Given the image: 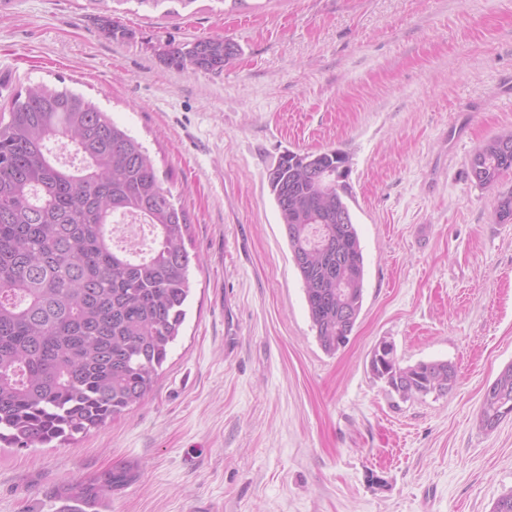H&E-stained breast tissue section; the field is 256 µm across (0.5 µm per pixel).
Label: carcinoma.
Segmentation results:
<instances>
[{
  "instance_id": "obj_1",
  "label": "carcinoma",
  "mask_w": 512,
  "mask_h": 512,
  "mask_svg": "<svg viewBox=\"0 0 512 512\" xmlns=\"http://www.w3.org/2000/svg\"><path fill=\"white\" fill-rule=\"evenodd\" d=\"M147 11L194 0H93L99 29L125 38L120 6ZM238 53L222 35L165 44L178 70L220 74ZM0 117V446L69 443L151 393L180 334L191 295L186 211L162 185L149 150L93 101L67 88L27 87ZM74 149L62 160L59 151ZM512 171V132L484 142L470 173L495 188ZM349 157L284 153L268 184L304 285L316 340L328 355L349 342L360 315L364 256L353 222ZM137 215L154 229L147 256L114 243L110 226ZM374 379L407 399L447 394L446 360L402 366L392 343L373 350ZM512 405V364L482 397L478 426L494 430ZM119 468L97 483L121 487Z\"/></svg>"
}]
</instances>
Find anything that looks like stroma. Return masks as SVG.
Here are the masks:
<instances>
[{"label":"stroma","mask_w":512,"mask_h":512,"mask_svg":"<svg viewBox=\"0 0 512 512\" xmlns=\"http://www.w3.org/2000/svg\"><path fill=\"white\" fill-rule=\"evenodd\" d=\"M94 0H0V105L30 85L95 102L149 150L190 222L192 295L143 403L70 444L0 449V512H491L512 491V417L476 426L512 363V221L469 161L512 129V0H193L101 33ZM220 34L222 73L164 63ZM351 158L365 262L348 344L311 327L267 173L286 151ZM445 360L452 390L408 400L373 379Z\"/></svg>","instance_id":"1"}]
</instances>
